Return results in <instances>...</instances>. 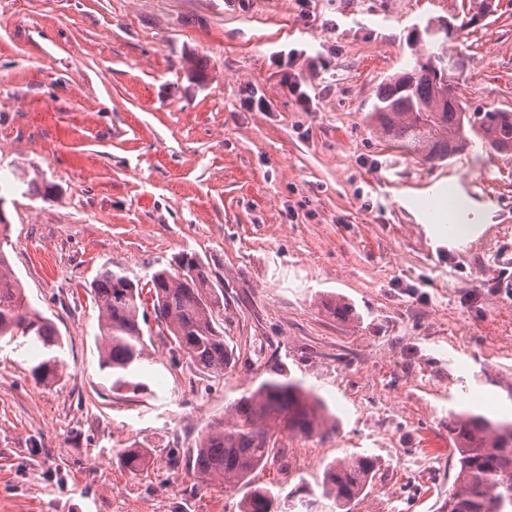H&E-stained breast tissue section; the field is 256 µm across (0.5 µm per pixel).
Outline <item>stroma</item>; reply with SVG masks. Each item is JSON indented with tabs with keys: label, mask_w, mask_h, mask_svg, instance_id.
Instances as JSON below:
<instances>
[{
	"label": "stroma",
	"mask_w": 512,
	"mask_h": 512,
	"mask_svg": "<svg viewBox=\"0 0 512 512\" xmlns=\"http://www.w3.org/2000/svg\"><path fill=\"white\" fill-rule=\"evenodd\" d=\"M460 0H0V182L5 251L30 304L63 338L65 377L36 382V346L0 342V512H239L284 484L288 512H333L328 462L377 456L353 512H441L455 481L448 425L512 415V155L473 147L432 167L366 118L422 44L415 26ZM312 99L296 106L274 64ZM467 110L512 112V6L462 35ZM263 109H247V95ZM466 199L451 244L429 215ZM224 280L239 358L203 379L153 335L140 395L99 369L102 265L147 281L179 254ZM340 298V321L322 303ZM336 416L330 434L280 436L247 485L205 484L172 455L273 370ZM152 462L130 473L131 445ZM284 487L281 485H270L255 488L252 492L243 497L239 503L240 512H272L271 506L277 500H286L288 493L283 496Z\"/></svg>",
	"instance_id": "obj_1"
}]
</instances>
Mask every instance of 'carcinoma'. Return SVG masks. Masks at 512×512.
Instances as JSON below:
<instances>
[{
  "label": "carcinoma",
  "mask_w": 512,
  "mask_h": 512,
  "mask_svg": "<svg viewBox=\"0 0 512 512\" xmlns=\"http://www.w3.org/2000/svg\"><path fill=\"white\" fill-rule=\"evenodd\" d=\"M494 0H469L468 12L443 25L457 35L471 29L475 17L494 16ZM425 60L454 57L448 43L426 42ZM454 75L426 69L414 59L380 88L367 118L382 138L435 166L477 140L489 153H512V112L496 108L462 112L448 95ZM149 289H144V286ZM146 285L122 271L102 268L90 284L99 309L100 370L111 389L137 393L144 361L146 324L143 291H148L161 333L172 350L183 354L196 371L220 379L230 370L236 350L224 339V280L195 256L183 254L173 268L154 270ZM31 336L41 344L43 359L32 368L41 383H52L65 370L63 347L50 319L28 301L8 268L0 244V339ZM227 417L213 419L190 449L189 466L205 483L235 487L256 469L277 458L275 445L287 433L305 439L327 435L323 400L294 379L269 378L244 391L227 407ZM448 432L458 472L448 492L446 512H512V418L493 420L482 414H457ZM132 473L150 462L147 448H129L120 458ZM379 460L359 455L330 463L321 496L341 512H351L378 470ZM284 487H258L243 497L240 512H271L285 499Z\"/></svg>",
  "instance_id": "1"
}]
</instances>
